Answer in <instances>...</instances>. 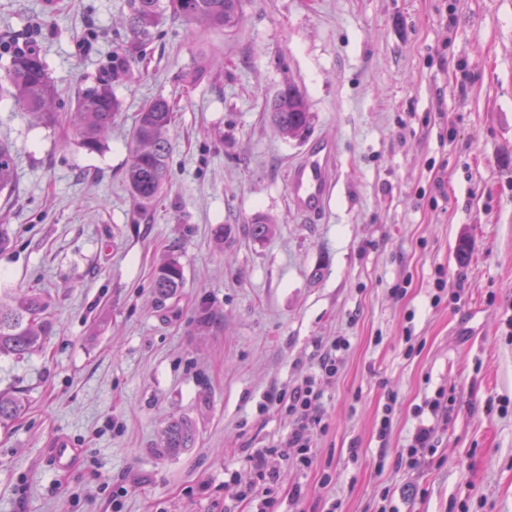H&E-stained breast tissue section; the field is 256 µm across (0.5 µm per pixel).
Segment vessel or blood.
I'll return each instance as SVG.
<instances>
[{"mask_svg":"<svg viewBox=\"0 0 512 512\" xmlns=\"http://www.w3.org/2000/svg\"><path fill=\"white\" fill-rule=\"evenodd\" d=\"M334 155V143L329 139L315 140L303 158L291 167L288 176V196L294 208L303 214L322 211L328 201L331 186L325 169ZM53 463L61 471L73 472L79 463L80 451L65 437L59 438L52 449Z\"/></svg>","mask_w":512,"mask_h":512,"instance_id":"vessel-or-blood-1","label":"vessel or blood"}]
</instances>
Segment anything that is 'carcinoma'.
<instances>
[{"label":"carcinoma","instance_id":"cac0c4a2","mask_svg":"<svg viewBox=\"0 0 512 512\" xmlns=\"http://www.w3.org/2000/svg\"><path fill=\"white\" fill-rule=\"evenodd\" d=\"M241 3L242 0H126L124 22L129 39L122 46L121 55L112 59V76L126 72L131 62L147 60L145 46L166 15L211 28H233L241 19ZM0 94L9 96L38 126L53 127L59 122V113L53 109L55 86L42 55L34 48L17 50L10 57ZM177 111V102L159 95L146 102L136 115L125 178L133 202L142 213L159 200L169 183L170 130ZM266 111L284 139L301 140L313 125L314 117L305 98L293 84L281 88L266 104ZM120 112L121 102L109 81L82 86L70 117L79 146L89 153L100 152ZM15 179L14 151L11 145L0 142V192L10 189ZM183 286L179 259L166 257L155 274V292L168 296ZM50 328L49 302L39 290L31 288L16 294L6 289L0 293V356L20 358L37 350ZM21 407L19 396L0 392V421L15 418ZM194 440L195 429L187 419L174 418L163 430L164 447L172 453L192 447Z\"/></svg>","mask_w":512,"mask_h":512}]
</instances>
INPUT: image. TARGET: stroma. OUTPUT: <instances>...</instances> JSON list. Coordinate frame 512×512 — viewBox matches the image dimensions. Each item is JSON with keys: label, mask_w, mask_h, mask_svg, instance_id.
Here are the masks:
<instances>
[{"label": "stroma", "mask_w": 512, "mask_h": 512, "mask_svg": "<svg viewBox=\"0 0 512 512\" xmlns=\"http://www.w3.org/2000/svg\"><path fill=\"white\" fill-rule=\"evenodd\" d=\"M237 30L166 18L149 64L113 81L122 111L102 151L68 123L82 84L111 79L124 0H0V41L36 46L60 122L0 99L17 178L0 193V289H41L40 350L0 357V512H224L257 448L294 421L267 393L316 372L320 345L350 341L322 380L312 463L278 458L276 512H512V0H242ZM203 54L223 73L189 84ZM306 98L307 139H282L265 106L284 82ZM180 99L170 181L147 213L125 171L151 98ZM333 140L324 212L288 200L311 141ZM263 216L270 235L245 228ZM169 255L185 284L153 288ZM448 297L433 303L437 273ZM443 393L435 447L403 456L418 406ZM391 424L379 437L382 415ZM195 428L173 454L162 431ZM66 436L80 466L55 468ZM194 440L195 429L187 419H171L163 430L164 448L171 453H178L183 448H191Z\"/></svg>", "instance_id": "35a3bbf8"}]
</instances>
